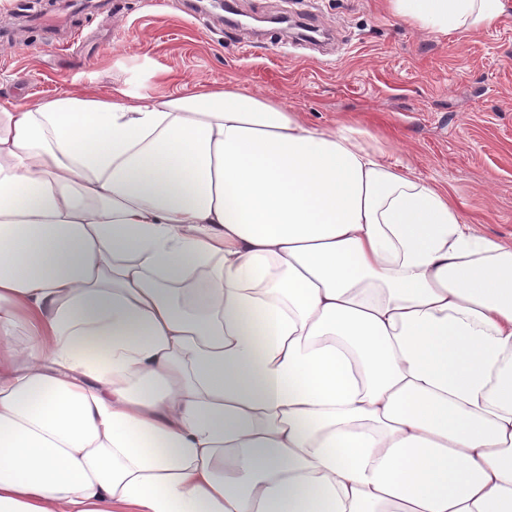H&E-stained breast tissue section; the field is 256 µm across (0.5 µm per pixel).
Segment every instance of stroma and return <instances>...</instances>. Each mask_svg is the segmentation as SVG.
<instances>
[{"mask_svg":"<svg viewBox=\"0 0 512 512\" xmlns=\"http://www.w3.org/2000/svg\"><path fill=\"white\" fill-rule=\"evenodd\" d=\"M236 13L315 20L309 44L282 25L259 32L191 0H121L75 17L74 35L24 28L0 0V100L32 104L69 91L107 96L137 76L149 93L233 84L312 124L367 131L387 161L447 191L464 223L512 241V5L480 32L410 29L383 0H232Z\"/></svg>","mask_w":512,"mask_h":512,"instance_id":"35a3bbf8","label":"stroma"}]
</instances>
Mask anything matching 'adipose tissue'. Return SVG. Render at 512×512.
<instances>
[{"mask_svg": "<svg viewBox=\"0 0 512 512\" xmlns=\"http://www.w3.org/2000/svg\"><path fill=\"white\" fill-rule=\"evenodd\" d=\"M366 138L225 85L0 103V512H512V242Z\"/></svg>", "mask_w": 512, "mask_h": 512, "instance_id": "ef3b65f1", "label": "adipose tissue"}]
</instances>
